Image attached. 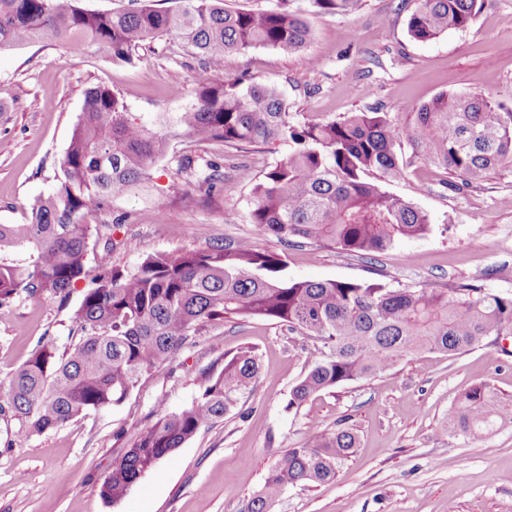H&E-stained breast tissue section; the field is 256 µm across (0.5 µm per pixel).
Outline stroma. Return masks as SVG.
Returning <instances> with one entry per match:
<instances>
[{"mask_svg":"<svg viewBox=\"0 0 512 512\" xmlns=\"http://www.w3.org/2000/svg\"><path fill=\"white\" fill-rule=\"evenodd\" d=\"M243 10L288 5L305 15L306 48L284 55L255 48L224 60L230 72L274 83L298 118L330 120L380 105L396 124L438 93L477 91L512 107V0H485L470 26L430 42L414 41L406 0H363L349 15L311 13L308 0H227ZM192 59L158 41L131 64L111 62L91 47L78 55L43 43L0 52V224H22L34 197L53 191L55 173L88 88L120 93L133 116L152 122L184 111L192 100ZM290 150L280 142L255 153L217 143L171 141L151 169L145 191L86 212V223L111 232L112 263L135 269L149 255L201 249L253 234L250 188ZM222 163L229 189L188 197L167 186L185 153ZM384 181L386 191L426 211L432 230L367 256L301 243L260 247L285 253L291 281H374L390 288H436L467 281L512 291V171L491 173L475 189L454 191L444 170L411 162ZM166 196L164 213L153 200ZM84 294L76 284L67 304L14 299L0 306V381L23 365L40 337L70 342ZM254 348L260 374L253 392L213 427L200 431L143 475L117 503L99 492L104 477L158 407L177 411L199 395L201 370L239 348ZM310 340L280 323L252 318L216 321L198 331L170 366L144 376L120 405L89 412L29 439L17 421L0 419V512H241L286 449L310 428L353 425L358 447L331 483L288 488L274 512H512V427L470 438L446 429L449 409L485 383L512 399V335L484 340L455 356L421 350L366 379L288 408L292 387L309 369Z\"/></svg>","mask_w":512,"mask_h":512,"instance_id":"obj_1","label":"stroma"}]
</instances>
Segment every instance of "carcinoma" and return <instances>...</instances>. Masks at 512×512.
Here are the masks:
<instances>
[{
	"label": "carcinoma",
	"instance_id": "carcinoma-1",
	"mask_svg": "<svg viewBox=\"0 0 512 512\" xmlns=\"http://www.w3.org/2000/svg\"><path fill=\"white\" fill-rule=\"evenodd\" d=\"M360 2L309 5L316 13L339 14L358 9ZM482 2L415 0L408 33L426 42L464 29ZM310 37L306 18L288 10V0L276 10L257 11L230 9L224 0H179L165 10L130 0L129 7L110 13L87 9L81 0H0V50L41 42L74 54L96 46L112 61L131 64L166 38L199 61L193 103L174 116L161 113L151 124L135 121L118 93L88 89L59 161L56 188L34 200L27 223L0 224V306L21 295L63 302L74 284H86L69 346L61 351L54 338L41 337L0 397V415L18 421L17 436L41 435L123 403L144 375L169 365L196 327L211 321L264 318L319 342L309 354V371L290 392L289 409L382 372L415 351L453 356L488 336L512 334V293L466 283L438 291L374 282H292L281 277L282 255L259 248L258 239L274 236L287 246L305 239L368 255L429 233L426 212L371 179L401 175L396 147L403 139L415 158L446 170L457 191L512 168V109L480 92H441L401 127L378 108L300 121L275 85L224 68L226 56L257 47L296 54ZM179 137L245 150L278 140L292 143L288 156L252 187L254 236L149 255L133 271L112 266L106 243L96 267L88 268L98 229L84 221L85 211L146 190L152 165ZM195 163L190 155L182 157L169 194L188 196L192 182L208 191L224 182L219 164L208 162L198 172ZM259 373L252 348L202 370L196 400L175 412L159 409L156 422L113 464L101 496L122 499L161 459L235 409ZM509 424L512 399L485 383L448 411V430L456 436ZM357 447L351 428L312 429L273 466L243 512H273L285 489L333 481Z\"/></svg>",
	"mask_w": 512,
	"mask_h": 512
}]
</instances>
